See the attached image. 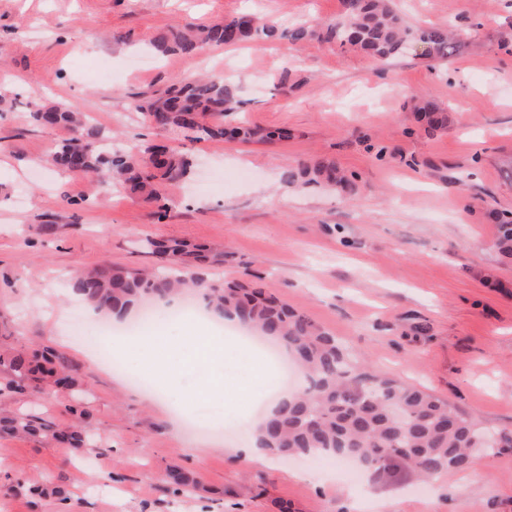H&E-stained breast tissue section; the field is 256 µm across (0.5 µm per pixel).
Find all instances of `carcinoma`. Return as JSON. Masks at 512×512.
<instances>
[{"label": "carcinoma", "mask_w": 512, "mask_h": 512, "mask_svg": "<svg viewBox=\"0 0 512 512\" xmlns=\"http://www.w3.org/2000/svg\"><path fill=\"white\" fill-rule=\"evenodd\" d=\"M284 36L295 44L318 40L349 45L378 62L406 53L413 44L423 45L421 57L444 62L457 47L446 28L411 29L391 0H342V13L335 20L300 22L287 29L261 14H240L184 29L173 27L152 46L162 54L197 55L211 47ZM240 104L232 82L203 77L148 97L139 109L148 121L160 117L164 130L192 131L206 139L249 140L258 132L224 123V116L238 111ZM414 112L432 132L447 127L448 114L431 101L417 102ZM33 117L42 126L68 131L51 154L54 166L69 173L95 174L107 186L120 183L133 193L146 192L155 198L161 183L184 179L193 165L189 156L162 144H149L136 152L106 149L112 134L71 106H40ZM283 179L334 186L347 196L352 190L350 180L329 158L290 170ZM496 220L495 246L512 256V218ZM147 249L159 258L154 270L100 268L79 273L72 282L73 292L120 319L147 300H166L195 289L220 316L275 337L297 360L303 385L281 402L272 425H260L261 447L274 448L283 457L356 460L363 471L374 475L411 471L428 481L468 466L476 449L492 456L500 452L490 430L434 394L372 369L331 333L264 295L262 288H241L209 278L203 271L206 256L191 253L181 243L149 241ZM45 375L53 377L52 386L81 398L77 368L65 356L49 348L0 352V392L24 391ZM0 431L39 435L73 448L92 442L79 428L62 431L29 413L1 411ZM167 482L183 489L195 480L174 468L167 473Z\"/></svg>", "instance_id": "cac0c4a2"}]
</instances>
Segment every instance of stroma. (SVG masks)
Wrapping results in <instances>:
<instances>
[{"label":"stroma","instance_id":"stroma-1","mask_svg":"<svg viewBox=\"0 0 512 512\" xmlns=\"http://www.w3.org/2000/svg\"><path fill=\"white\" fill-rule=\"evenodd\" d=\"M395 4L412 26L465 31L445 65L415 48L380 63L317 40L195 56L150 46L174 25L251 9L284 22L333 19L341 0H0V138L10 144L0 153V348L44 344L76 364L94 439L76 453L0 437V512H279L283 502L354 512L366 500L362 472L348 480L307 461L242 460L238 432L255 423L265 386L244 408L162 401L72 341V273L154 266L150 240L223 251L210 277L259 282L372 367L512 433V259L493 246L495 214L512 212V0ZM204 71L239 85L236 121L292 138L200 140L155 129L133 109L134 96ZM417 97L447 107L446 131L416 121ZM38 103L87 112L118 148L190 152L192 172L148 200L45 167L62 132L35 123ZM322 157L353 181V196L283 181ZM0 400L60 429L75 420L66 393ZM474 460L426 491L397 481L385 512H512V448ZM173 466L198 487L169 486ZM35 480L62 495L29 496Z\"/></svg>","mask_w":512,"mask_h":512}]
</instances>
